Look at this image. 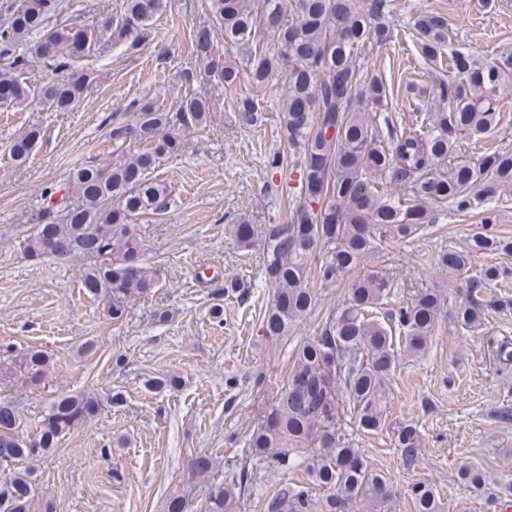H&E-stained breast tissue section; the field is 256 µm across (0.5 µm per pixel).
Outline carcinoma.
I'll return each instance as SVG.
<instances>
[{
    "instance_id": "obj_1",
    "label": "carcinoma",
    "mask_w": 512,
    "mask_h": 512,
    "mask_svg": "<svg viewBox=\"0 0 512 512\" xmlns=\"http://www.w3.org/2000/svg\"><path fill=\"white\" fill-rule=\"evenodd\" d=\"M396 0H210V13L224 29V44L247 47L239 60L223 57L214 47L211 28L190 36V52L202 66L184 73L226 92L246 78L257 89L278 76L288 90L281 107L286 147L268 160L273 173L296 172L299 187L284 198L283 221L255 225L241 220L233 233L243 247L261 243L265 281L273 299L263 318L265 338L286 342L297 321L315 308L321 291L339 288L342 302L322 330L294 348L275 394L257 421L242 435L240 458L225 465L224 478L214 477L216 463L192 454L188 482L206 483L205 512H240L241 495L253 485V466L282 472L303 469L307 484L284 483L267 499V512H390L393 484L371 468L363 449L346 438L344 425L361 434L388 431V406L394 373L404 355L427 350L447 301L439 288H419L391 305L394 279L386 266L393 243L428 235L449 234L439 214L455 211L476 220L465 245L440 251L433 258L455 282L465 281V295L454 304L458 324L478 329L492 313L512 309L508 294L490 296L489 286L508 287L512 268L475 260L512 254V240L493 232L501 222V196L512 189V148L476 145L491 134L501 141L512 135L503 112L502 79L512 70V53L475 59L452 30L448 14L416 13L404 37L423 61L448 66L453 76H435L430 101L410 89L411 122L397 126L378 120L387 86L380 74L360 71L357 55L364 44L381 46L398 40L392 28ZM165 0H125L121 15L102 27L48 24L63 11V0H10L9 24L0 27V91L20 105L33 98L56 112H68L83 98L94 77L75 70L102 42L135 51L150 35L151 21ZM38 40L30 55L14 49ZM271 37L273 47L265 45ZM41 64L52 77L31 82ZM133 124L112 128V140L131 141L139 150L106 166L72 171L59 201L54 188L44 190L36 232L26 239L30 261L81 258L84 291L106 299L105 311L115 322L127 316L130 302L154 293L158 275L140 263L145 254L135 221L159 211L169 192L150 177L163 159L182 152V137L202 128L216 112V98L199 92L182 98L174 110L151 102L133 103ZM238 120L254 126L260 102L236 101ZM40 131L32 128L13 143L11 159L27 163ZM22 384H49L52 360L31 348L12 361ZM180 386L169 373L152 377L146 387L157 394ZM101 409L92 392L57 394L36 432L22 431L17 406L0 399V465L29 463L0 481V512H30L37 484L32 462L46 457L61 440L94 420ZM402 466L420 464V431L402 423L392 431ZM461 482H486L480 470L462 466ZM325 490L321 497L313 488ZM414 512H442L440 494L426 481L411 485Z\"/></svg>"
}]
</instances>
